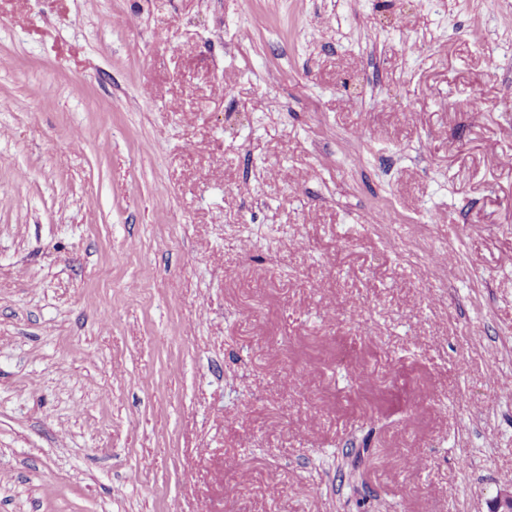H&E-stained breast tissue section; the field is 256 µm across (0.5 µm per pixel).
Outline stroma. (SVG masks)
Masks as SVG:
<instances>
[{"mask_svg":"<svg viewBox=\"0 0 512 512\" xmlns=\"http://www.w3.org/2000/svg\"><path fill=\"white\" fill-rule=\"evenodd\" d=\"M508 154L512 0H0V512H489Z\"/></svg>","mask_w":512,"mask_h":512,"instance_id":"obj_1","label":"stroma"}]
</instances>
